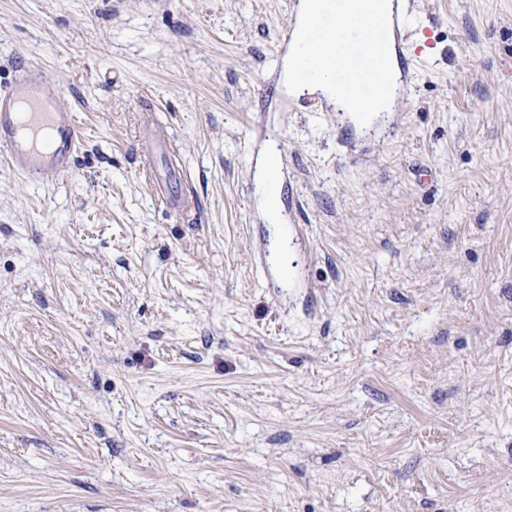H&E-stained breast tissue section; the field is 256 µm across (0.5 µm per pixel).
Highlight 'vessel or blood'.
Wrapping results in <instances>:
<instances>
[{
	"label": "vessel or blood",
	"instance_id": "1",
	"mask_svg": "<svg viewBox=\"0 0 512 512\" xmlns=\"http://www.w3.org/2000/svg\"><path fill=\"white\" fill-rule=\"evenodd\" d=\"M79 141L76 113L29 65L16 61L12 83L0 91V158L25 178L50 183L69 171ZM142 149L166 166L165 174L150 175L160 205L179 217L195 210L194 197L179 186L180 166L172 141L150 139Z\"/></svg>",
	"mask_w": 512,
	"mask_h": 512
}]
</instances>
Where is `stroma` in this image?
Segmentation results:
<instances>
[{
  "mask_svg": "<svg viewBox=\"0 0 512 512\" xmlns=\"http://www.w3.org/2000/svg\"><path fill=\"white\" fill-rule=\"evenodd\" d=\"M296 2L0 0L82 134L0 163V512H512V0H409L366 126L287 99ZM142 150L151 159L159 157L166 166L165 176H160L153 167L149 170L154 195L160 205L178 217L195 210L194 197L181 188L178 155L172 141L165 138H149L144 144L142 143Z\"/></svg>",
  "mask_w": 512,
  "mask_h": 512,
  "instance_id": "obj_1",
  "label": "stroma"
}]
</instances>
